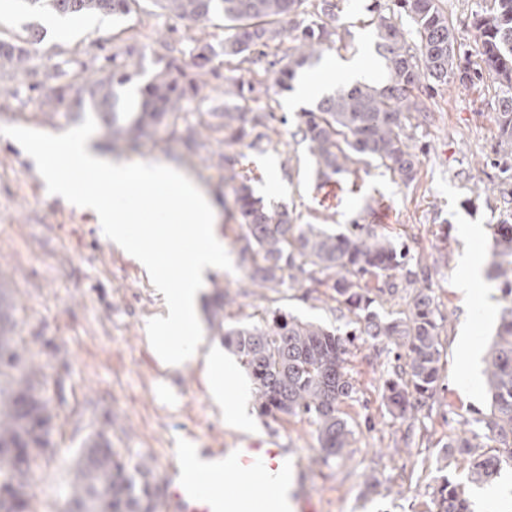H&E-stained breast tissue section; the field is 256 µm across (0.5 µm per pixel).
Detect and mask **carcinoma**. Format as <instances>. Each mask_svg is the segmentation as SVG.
<instances>
[{
    "mask_svg": "<svg viewBox=\"0 0 512 512\" xmlns=\"http://www.w3.org/2000/svg\"><path fill=\"white\" fill-rule=\"evenodd\" d=\"M38 8L65 16H125L140 0H28ZM175 21L200 23L213 15L224 18L219 46L203 38L176 49L163 45L164 67L148 81L125 112L119 89L131 80L126 66L106 56L104 75L85 76L87 66L67 71L60 64H34L29 88H47L43 105L56 106L68 97L76 105L88 99L109 125L112 137L135 141L149 129L164 125L187 150L197 145L198 128L224 133V144L240 143L257 127L267 126L271 112H253L226 103L210 109V120L192 124L185 111L204 100L203 76L222 54L254 64L270 44L289 36L295 46L288 63L274 72L281 90L312 58L331 47L336 37V0H319L316 19L293 21L306 0H152ZM408 21L382 16L377 23L376 52L385 80L375 85L338 86L315 109L302 113L298 126L314 171L329 178L357 161H374L407 184L420 165L419 154L403 132L405 114L420 112L418 93L455 80L474 84L495 76L499 147L503 172L512 170V0H486L473 16L479 60L458 44L439 0H398ZM31 61L24 45L0 40V74L16 72ZM237 221L241 228L239 261L245 280L259 288L293 287L303 280H333L336 302L354 315L348 329H329L291 313L274 310L246 325H221L224 344L233 348L254 384L259 413L274 419L303 415L317 425L324 459H341L351 446L353 431L340 404L354 386L345 355L359 339L390 341L406 349V367L385 382L390 412L407 418L438 386L441 350L438 312L431 288L415 289L409 312L383 317L371 310L376 299L397 293L396 276L409 285L418 272L408 252L364 224L336 233L319 224H295L285 208L270 207L255 196L248 179L231 172ZM492 269L503 307L500 323L485 362V390L490 414L466 419L467 429L448 442L470 458L467 481L483 485L512 465V214L492 225ZM375 280L378 285L370 288ZM9 295L0 288V512H33L26 493L30 475L52 448L53 407L26 349L15 336ZM436 512H471L465 487L444 477L435 490ZM67 512H156L152 483L103 437L89 440L76 461L69 484Z\"/></svg>",
    "mask_w": 512,
    "mask_h": 512,
    "instance_id": "cac0c4a2",
    "label": "carcinoma"
}]
</instances>
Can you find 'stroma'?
Listing matches in <instances>:
<instances>
[{"mask_svg": "<svg viewBox=\"0 0 512 512\" xmlns=\"http://www.w3.org/2000/svg\"><path fill=\"white\" fill-rule=\"evenodd\" d=\"M336 42L323 58H336L331 84L344 83L346 72L361 62L377 63L375 26L379 15H391L394 0H336ZM5 17L0 38L25 36L31 25L44 39L31 48L34 57L55 63H86L104 55L125 59L133 53L141 65L122 89L132 98L158 67L160 35H203L224 39V20L215 16L199 24L174 23L152 0L121 17L83 18L68 30L46 27L45 12L27 0H0ZM292 40L270 49L266 62L255 65L217 57L203 90L209 104H223L231 81L267 78V62L283 66ZM20 88L19 97H0V126H22L60 134L82 123L71 101L55 108L40 105V94L27 90L24 72L0 79ZM288 92L270 88L258 101L275 113L266 136L225 146L201 138L187 151L166 127L150 130L136 150L113 142L106 125L95 135L101 150L126 162L154 160L180 169L217 209V228L230 258H237L239 227L230 218L234 198L225 181V159L250 179L256 195L287 207L295 223L323 224L341 231L348 225H370L376 233L405 243L424 272L442 315L439 324L442 369L437 390L412 416L394 418L383 399V384L396 369V349L371 340L356 342L347 354L355 392L341 410L352 430L345 458L321 461L316 427L308 419L259 416L230 425L223 407L209 392L205 357L223 348L211 314L216 290L228 291L226 321L248 323L255 315L281 309L330 328H344L349 314L329 288L281 287L256 290L243 285L242 269L211 276L199 300L203 342L181 367H162L148 338L149 319L163 311L162 297L148 273L127 252L104 236L89 211L49 197L33 162L0 135V286L17 311L16 332L52 400L53 455L34 471L28 494L36 512H65L64 489L72 478L80 448L104 433L113 448L150 473L163 486L166 471L177 469L178 449L215 452L235 447L240 437L274 438L309 470L305 499L311 512H436L433 492L442 477L465 482L469 461L447 455L448 442L462 421L487 413L484 385H471L457 352L459 336L485 355L499 323V311L474 310L458 290L459 261L469 244L460 225L478 230L483 253L491 251L490 226L505 208L502 189H512L495 165L498 123L491 78L475 85L451 83L426 92L422 100L429 120L414 115L404 122L421 159L415 180L403 184L379 163H357L330 179L318 178L304 143L295 138L299 110L288 107ZM471 512H512V469L492 485L468 490Z\"/></svg>", "mask_w": 512, "mask_h": 512, "instance_id": "obj_1", "label": "stroma"}]
</instances>
